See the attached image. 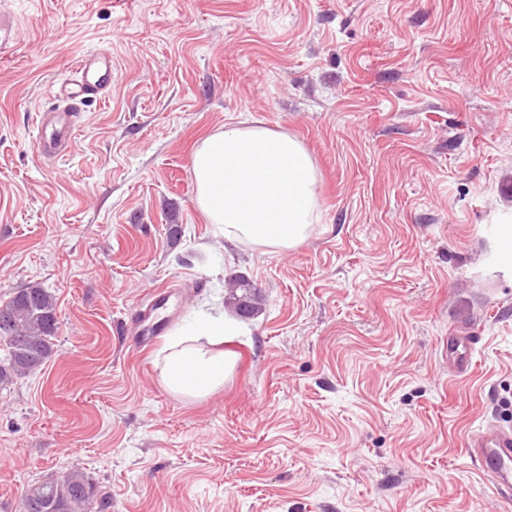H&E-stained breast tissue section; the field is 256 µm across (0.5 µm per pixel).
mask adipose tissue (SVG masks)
Masks as SVG:
<instances>
[{
  "label": "adipose tissue",
  "instance_id": "adipose-tissue-1",
  "mask_svg": "<svg viewBox=\"0 0 512 512\" xmlns=\"http://www.w3.org/2000/svg\"><path fill=\"white\" fill-rule=\"evenodd\" d=\"M194 202L229 242L265 254L285 253L309 235L316 221V170L296 138L242 119L204 138L192 155ZM223 313L201 311L166 347L160 369L167 391L203 400L223 387L235 359L222 350L238 335Z\"/></svg>",
  "mask_w": 512,
  "mask_h": 512
}]
</instances>
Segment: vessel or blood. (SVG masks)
Returning a JSON list of instances; mask_svg holds the SVG:
<instances>
[{
	"label": "vessel or blood",
	"mask_w": 512,
	"mask_h": 512,
	"mask_svg": "<svg viewBox=\"0 0 512 512\" xmlns=\"http://www.w3.org/2000/svg\"><path fill=\"white\" fill-rule=\"evenodd\" d=\"M112 88V54L92 49L76 62L70 78L57 85L52 111L40 113L36 125V144L41 155L72 152V129L81 112L105 98ZM175 288L155 289L131 313L127 330L135 349L148 351L168 334L172 303L183 300ZM470 458L502 493L512 492V430L496 424L479 428L467 444Z\"/></svg>",
	"instance_id": "b4317fda"
}]
</instances>
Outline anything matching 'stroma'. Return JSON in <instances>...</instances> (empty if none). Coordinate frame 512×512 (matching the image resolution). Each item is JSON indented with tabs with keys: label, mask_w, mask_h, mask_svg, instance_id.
<instances>
[{
	"label": "stroma",
	"mask_w": 512,
	"mask_h": 512,
	"mask_svg": "<svg viewBox=\"0 0 512 512\" xmlns=\"http://www.w3.org/2000/svg\"><path fill=\"white\" fill-rule=\"evenodd\" d=\"M0 305L57 299L55 354L0 386V512L80 469L107 512H512L466 445L512 426V0H0ZM112 91L71 154L37 113L86 51ZM299 139L318 221L287 254L216 234L195 146L239 113ZM246 277L222 389L172 396V325ZM475 339L456 370L448 339ZM235 291H232L230 300L232 299V303L235 305V308L237 310L238 305L242 307L243 305L251 307V310L253 312V316L256 315L260 307V296L257 292V289L250 284L247 280H239L237 284L235 285ZM240 291L241 294L238 295L237 291ZM248 303L249 305H247ZM183 299V292L176 288L165 287L155 289L140 302L128 320L127 330L132 336V346L146 352L162 336H166L172 320L170 307L174 301Z\"/></svg>",
	"instance_id": "1"
}]
</instances>
